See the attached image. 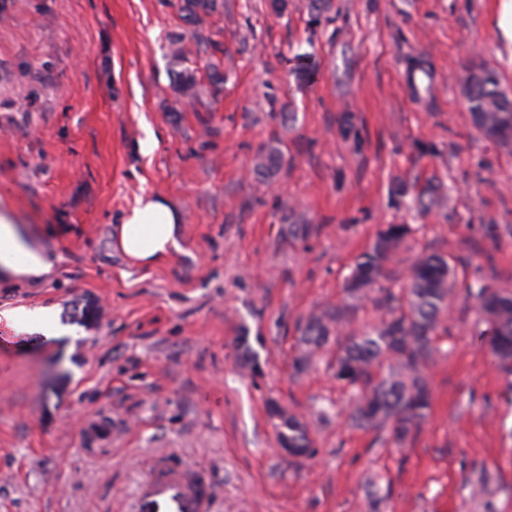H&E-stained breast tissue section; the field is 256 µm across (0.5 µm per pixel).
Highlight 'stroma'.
Here are the masks:
<instances>
[{
	"label": "stroma",
	"mask_w": 512,
	"mask_h": 512,
	"mask_svg": "<svg viewBox=\"0 0 512 512\" xmlns=\"http://www.w3.org/2000/svg\"><path fill=\"white\" fill-rule=\"evenodd\" d=\"M501 2L331 0L313 25L306 0H224L203 26L215 53L180 0H0V194L56 259L45 279L0 280V310L46 308L64 331L0 320V512H130L165 450L211 473L214 512H512V374L463 293L405 446L348 424L324 362L292 369L297 324L342 300L380 226L411 227L387 280L434 250L461 283L512 290V144L478 131L463 93L475 64L512 91ZM179 34L191 100L173 89ZM412 57L429 96L409 88ZM270 144L283 168L260 182ZM431 180L447 196L418 213ZM146 196L176 210L179 248L139 266L114 237ZM271 399L310 418L314 456L278 451ZM421 74L427 82L423 87L421 86L424 82L421 84L417 81V75ZM408 78L410 81V86L413 91V93L416 96L421 95H429L432 89L431 84V71L429 70V67L427 63L424 60L421 59H412L410 61L409 67H408Z\"/></svg>",
	"instance_id": "obj_1"
}]
</instances>
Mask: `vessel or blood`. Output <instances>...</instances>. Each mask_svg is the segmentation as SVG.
I'll use <instances>...</instances> for the list:
<instances>
[{
    "label": "vessel or blood",
    "instance_id": "obj_1",
    "mask_svg": "<svg viewBox=\"0 0 512 512\" xmlns=\"http://www.w3.org/2000/svg\"><path fill=\"white\" fill-rule=\"evenodd\" d=\"M215 487L193 461L169 453L158 457L134 496L132 512H212Z\"/></svg>",
    "mask_w": 512,
    "mask_h": 512
}]
</instances>
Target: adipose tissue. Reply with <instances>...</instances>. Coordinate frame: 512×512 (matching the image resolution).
<instances>
[{
	"instance_id": "1",
	"label": "adipose tissue",
	"mask_w": 512,
	"mask_h": 512,
	"mask_svg": "<svg viewBox=\"0 0 512 512\" xmlns=\"http://www.w3.org/2000/svg\"><path fill=\"white\" fill-rule=\"evenodd\" d=\"M12 211L0 213V268L18 276H40L52 267L45 255L31 249ZM173 208L153 197L139 199L119 228L117 247L138 265H148L178 247Z\"/></svg>"
}]
</instances>
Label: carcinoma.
<instances>
[{
	"mask_svg": "<svg viewBox=\"0 0 512 512\" xmlns=\"http://www.w3.org/2000/svg\"><path fill=\"white\" fill-rule=\"evenodd\" d=\"M222 8L224 0H182L181 4L185 20L196 26L197 42L214 51L220 50V45L205 36L199 26ZM408 78L415 95L430 94L432 75L425 61L411 60ZM463 92L473 123L486 138H512V98L493 72L469 69ZM281 166L280 151L270 147L259 156L254 173L264 181L276 175ZM443 194L444 188L430 184L415 199V205L427 210ZM409 232L406 224H389L379 230L356 260L345 285L346 298L297 325L304 351L295 358L296 372L307 369L315 352L334 349L328 368L336 381L353 391L348 419L355 427L375 431L380 444L404 443L430 415L432 397L424 370L439 352L435 339L444 329L458 283L456 264L440 253H424L409 268L398 290H380L375 299L381 311L378 320L346 330L355 321L361 303L384 278L387 265ZM465 294L474 302L476 323L488 325L484 331L476 330V335L484 337L498 366L511 372L512 291L476 281L466 284ZM268 414L276 420L280 447L290 456L312 453L306 421L275 403L269 405Z\"/></svg>",
	"mask_w": 512,
	"mask_h": 512,
	"instance_id": "cac0c4a2",
	"label": "carcinoma"
}]
</instances>
